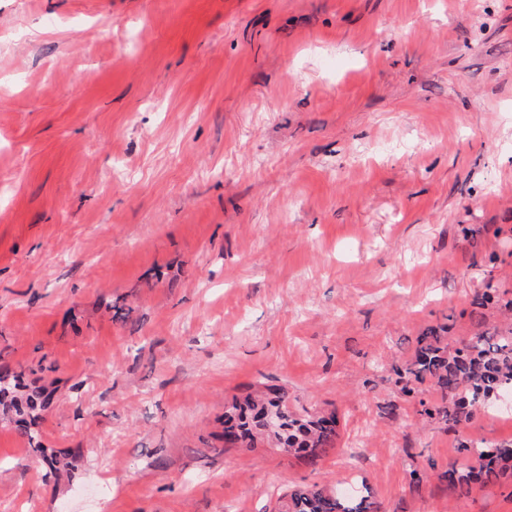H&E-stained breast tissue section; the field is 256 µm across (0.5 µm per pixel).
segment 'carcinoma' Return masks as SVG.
I'll list each match as a JSON object with an SVG mask.
<instances>
[{
	"mask_svg": "<svg viewBox=\"0 0 512 512\" xmlns=\"http://www.w3.org/2000/svg\"><path fill=\"white\" fill-rule=\"evenodd\" d=\"M499 290L493 281L485 283L471 301V314L485 319V310L500 303ZM402 391L411 393L413 385L430 382L441 395L443 405L424 409L430 418L454 426L469 421L474 413L487 411L492 398L512 393V328L502 331L482 330L474 333L459 347H451L433 328L418 337L414 359L396 369ZM13 376H0V409L12 413L32 443L38 434L29 424L51 403L52 393L37 391L21 398ZM278 419L273 432L279 449L297 457L316 461L332 448L336 437V418L298 415L288 409V393L273 389L264 398L248 394L236 399L224 412V435L246 449L255 447L256 438L264 435V419ZM470 461L457 468L449 467L438 475L459 496L470 493L476 485L512 482V442L487 444L466 442L461 445ZM379 502L371 496H345L323 487L290 490L279 500L278 512H381Z\"/></svg>",
	"mask_w": 512,
	"mask_h": 512,
	"instance_id": "1",
	"label": "carcinoma"
}]
</instances>
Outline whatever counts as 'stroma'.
Instances as JSON below:
<instances>
[{
    "mask_svg": "<svg viewBox=\"0 0 512 512\" xmlns=\"http://www.w3.org/2000/svg\"><path fill=\"white\" fill-rule=\"evenodd\" d=\"M512 293V0H0V370L54 391L0 512H512L436 480L512 405L423 417L395 367ZM336 416L310 463L224 442L259 384ZM501 301L499 290L493 283L492 279H489L482 291L475 293L471 301V315L479 318L478 323L483 324L485 319V310L491 305L499 304ZM379 502L371 496H345L317 485L306 489L289 490L278 505V512H381Z\"/></svg>",
    "mask_w": 512,
    "mask_h": 512,
    "instance_id": "stroma-1",
    "label": "stroma"
}]
</instances>
